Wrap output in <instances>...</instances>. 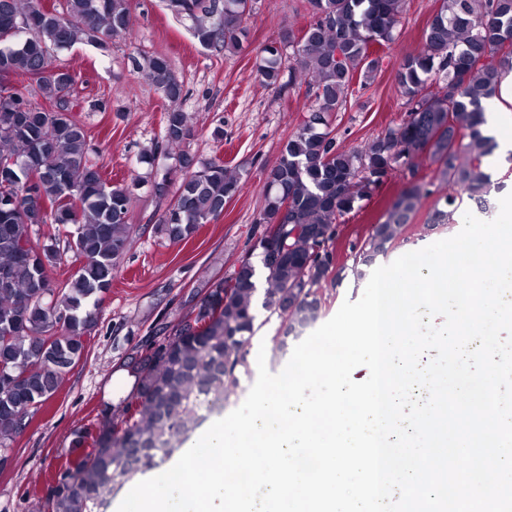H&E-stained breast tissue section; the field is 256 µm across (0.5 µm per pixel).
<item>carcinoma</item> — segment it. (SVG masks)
I'll use <instances>...</instances> for the list:
<instances>
[{"label": "carcinoma", "instance_id": "1", "mask_svg": "<svg viewBox=\"0 0 512 512\" xmlns=\"http://www.w3.org/2000/svg\"><path fill=\"white\" fill-rule=\"evenodd\" d=\"M248 0H166L173 16L192 22L199 45L234 53L243 45L254 8ZM421 47L406 55L397 71L406 117L359 149L336 141L330 118L341 111L353 82L367 86L381 65L374 46L394 40L406 0H307L309 21L290 40L292 62L272 42L257 67L261 82L278 90L306 88L300 128L266 177L259 223L264 233L288 225L306 230L337 227V220L362 208L382 179L407 178L361 255L372 260L400 236L429 194L417 177L415 158L424 155L434 175L482 199L493 184L483 159L496 147L482 133L487 105L500 98L502 79L512 72V0H435ZM130 0H63L47 9L40 0H0V81L11 75L38 77L39 104L0 84V448H7L58 391L66 368L86 350L87 332L101 296L123 256L133 247L129 223L131 191L111 185L93 157L83 126L72 112L73 75L53 64L56 50L77 43L103 49L105 37L132 33ZM133 71L171 106L164 113L163 142L180 145L189 136L187 117L177 106L182 86L166 57L131 56ZM182 178L157 225L173 242L191 239L202 224L224 213L239 188L224 161L198 166L179 157ZM457 197L435 208L432 224H446ZM54 224L58 237L34 246L35 227ZM64 246H59V242ZM293 253L273 267L261 258L267 288L263 306L284 313L298 326L318 302L313 288L330 271V253L313 254L303 234L291 240ZM72 253L79 266L64 284L51 271ZM315 258H310V255ZM255 276L252 262L235 266L172 335L148 345L135 358L136 393L119 411L103 413L76 435L82 449L56 471L41 512H96L106 482L130 475L118 465L137 458L136 471L158 465L157 453L182 443L193 426L212 412L249 373L245 346L255 332ZM307 288L305 299L289 295ZM229 301H224V295Z\"/></svg>", "mask_w": 512, "mask_h": 512}]
</instances>
